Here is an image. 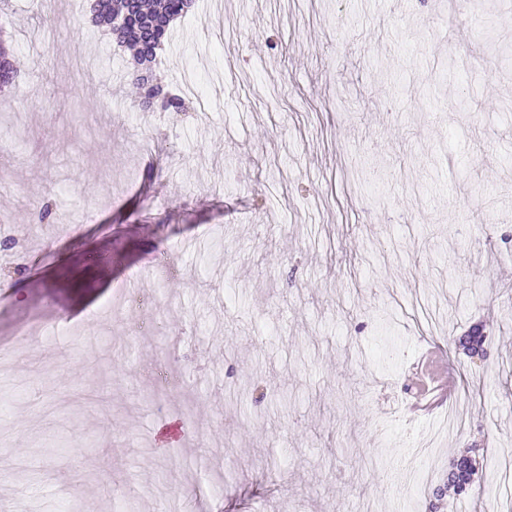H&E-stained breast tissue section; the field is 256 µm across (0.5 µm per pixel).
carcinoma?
<instances>
[{
	"instance_id": "obj_1",
	"label": "carcinoma",
	"mask_w": 512,
	"mask_h": 512,
	"mask_svg": "<svg viewBox=\"0 0 512 512\" xmlns=\"http://www.w3.org/2000/svg\"><path fill=\"white\" fill-rule=\"evenodd\" d=\"M194 0H92V20L98 26L112 28L115 17L127 16V23L115 33L117 42L134 50L133 60L138 65L136 81L140 87V101L144 109L156 106L165 112H186L187 102L174 90L168 89L157 75L153 64L157 51L168 41L170 24L188 13ZM17 71L8 53L0 48V92L15 85ZM484 328L475 325L459 339V346L468 354L484 352ZM478 468L472 456L462 454L451 464L448 486L461 495L476 484Z\"/></svg>"
}]
</instances>
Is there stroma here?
<instances>
[{"label":"stroma","mask_w":512,"mask_h":512,"mask_svg":"<svg viewBox=\"0 0 512 512\" xmlns=\"http://www.w3.org/2000/svg\"><path fill=\"white\" fill-rule=\"evenodd\" d=\"M90 3L0 12V512H512V0H196L157 68L186 115L141 110ZM431 350L464 425L419 492L436 416L391 414ZM478 468L471 455L461 454L453 459L451 469L448 473V486H450L455 495H461L472 489L473 485L478 483Z\"/></svg>","instance_id":"1"}]
</instances>
